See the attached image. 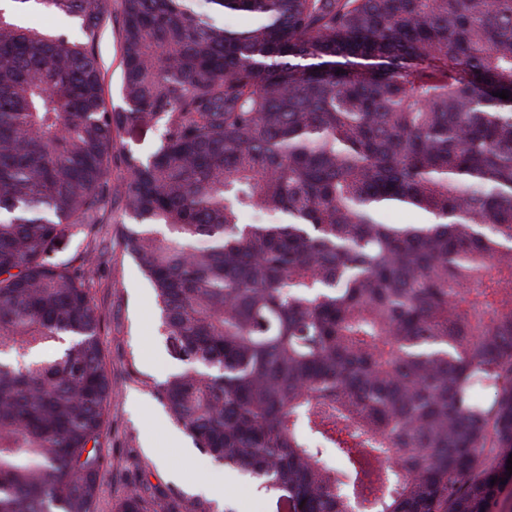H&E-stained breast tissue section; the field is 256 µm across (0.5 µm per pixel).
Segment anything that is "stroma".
<instances>
[{"label":"stroma","instance_id":"stroma-1","mask_svg":"<svg viewBox=\"0 0 512 512\" xmlns=\"http://www.w3.org/2000/svg\"><path fill=\"white\" fill-rule=\"evenodd\" d=\"M106 101L120 106L121 47L117 29L100 39ZM120 209H113L97 236L77 237L67 257H91L88 288L102 316L104 363L114 394L107 409L98 512H113L131 484L190 493L195 486L225 478L223 499L234 512H276L275 500L196 448L170 418L153 387L180 367L162 336L153 289L137 263L121 247Z\"/></svg>","mask_w":512,"mask_h":512}]
</instances>
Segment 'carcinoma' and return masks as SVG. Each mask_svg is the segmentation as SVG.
Wrapping results in <instances>:
<instances>
[{
	"mask_svg": "<svg viewBox=\"0 0 512 512\" xmlns=\"http://www.w3.org/2000/svg\"><path fill=\"white\" fill-rule=\"evenodd\" d=\"M13 2L83 38L0 11V512H97L112 380L63 253L114 204L183 363L154 393L195 447L278 510L491 512L512 483V0H120L123 108L110 0ZM115 512L234 510L134 486ZM23 26L36 27L51 33L69 32L72 39H80L81 33L70 21L61 14L47 13L41 10L28 9L16 17ZM100 56L105 73L106 101L114 107L122 105L121 84V47L116 26L106 31L100 38Z\"/></svg>",
	"mask_w": 512,
	"mask_h": 512,
	"instance_id": "1",
	"label": "carcinoma"
}]
</instances>
